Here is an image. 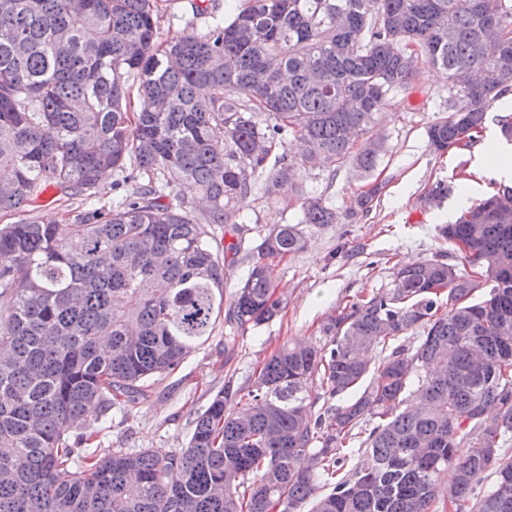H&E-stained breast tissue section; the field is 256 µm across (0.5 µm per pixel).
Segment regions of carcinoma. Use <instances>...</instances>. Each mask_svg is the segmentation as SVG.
<instances>
[{
	"mask_svg": "<svg viewBox=\"0 0 512 512\" xmlns=\"http://www.w3.org/2000/svg\"><path fill=\"white\" fill-rule=\"evenodd\" d=\"M204 2L192 14L211 23L163 46L156 0H0V213L18 216L0 224V512H430L442 491L448 512H512L509 185L388 287L348 296L327 342L284 346L247 393H218L185 451L120 448L73 468L87 407L145 400L221 316L244 330L282 312L276 263L305 250L299 224L271 229L224 298L242 241L214 227L245 223L260 178L267 196L302 199L300 224L342 223L284 181L285 136L301 145L294 168L370 173L385 144L355 141L422 65L448 75V115L427 128L440 155L482 140L512 93V0H247L227 23ZM135 84L153 109L131 111ZM271 158L283 167L268 175ZM110 171L126 173L124 194L102 204ZM184 182L205 211L173 195ZM50 186L82 199L74 223L28 215ZM409 331L417 345H392ZM316 383L336 406L315 417Z\"/></svg>",
	"mask_w": 512,
	"mask_h": 512,
	"instance_id": "cac0c4a2",
	"label": "carcinoma"
}]
</instances>
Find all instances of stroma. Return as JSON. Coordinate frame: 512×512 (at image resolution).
<instances>
[{
    "label": "stroma",
    "instance_id": "obj_1",
    "mask_svg": "<svg viewBox=\"0 0 512 512\" xmlns=\"http://www.w3.org/2000/svg\"><path fill=\"white\" fill-rule=\"evenodd\" d=\"M163 42L181 39L190 25L204 27L194 18L187 0H159ZM448 102V78L441 70L424 68L410 93L394 92L378 115L374 135L384 139L387 151L373 174L349 164H325L298 170L295 179L313 194L322 195L339 211L353 207L356 196L369 181L382 189L372 209L342 224L303 226L308 239L304 252L279 263L276 275L284 309L279 317L238 332L235 343L224 341V324H217L210 339L190 353L181 366L157 378L146 401L129 416L115 413L101 417L89 412L87 420L99 434L84 446L85 452L104 453L112 448L137 451L164 448L184 451L194 421L220 391L251 384L255 369L282 346L300 341L321 343V326L337 302L349 291L368 284L385 287L392 280L393 265L430 257L439 243L438 228L454 221L463 200H477L497 191L503 178L486 153L499 143V115L512 113V95L490 108L484 141L437 155L427 143L426 129L442 117ZM463 185L462 196H451L438 205L423 198L436 181ZM297 197L258 196L247 212L239 233L216 228L225 242L243 239L245 250L226 265L224 291L241 285L251 264L247 251L276 224H294L301 218Z\"/></svg>",
    "mask_w": 512,
    "mask_h": 512
}]
</instances>
